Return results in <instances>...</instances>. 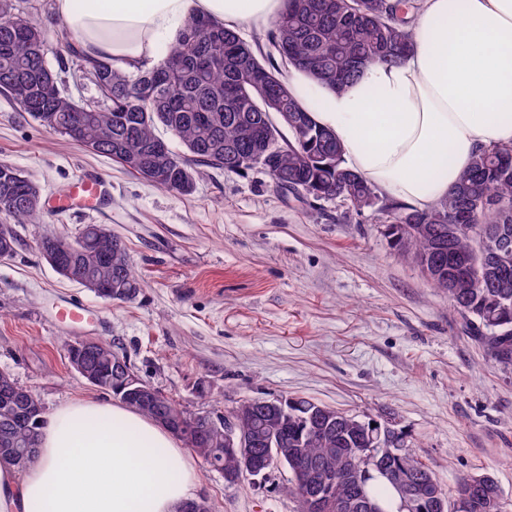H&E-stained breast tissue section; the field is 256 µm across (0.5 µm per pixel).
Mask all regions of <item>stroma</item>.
Listing matches in <instances>:
<instances>
[{
	"label": "stroma",
	"instance_id": "obj_1",
	"mask_svg": "<svg viewBox=\"0 0 512 512\" xmlns=\"http://www.w3.org/2000/svg\"><path fill=\"white\" fill-rule=\"evenodd\" d=\"M54 38L60 87L99 94L57 33L54 0H28ZM0 162L30 175L44 217L17 224L0 260V371L46 412L108 394L81 377L63 346L88 338L127 357L142 379L189 413L223 414L248 397H305L406 434L442 488L491 474L512 512V372L468 338L448 298L394 253L381 216L276 189L262 169H200L181 195L44 129L0 95ZM105 173L112 196L92 209L57 204L79 176ZM108 227L143 281L136 299L108 300L63 279L38 251L48 235ZM78 306L80 322L61 318ZM194 496L211 512H297L287 467L230 484L196 459Z\"/></svg>",
	"mask_w": 512,
	"mask_h": 512
}]
</instances>
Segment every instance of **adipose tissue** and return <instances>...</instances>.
Returning <instances> with one entry per match:
<instances>
[{
    "mask_svg": "<svg viewBox=\"0 0 512 512\" xmlns=\"http://www.w3.org/2000/svg\"><path fill=\"white\" fill-rule=\"evenodd\" d=\"M283 0H55L81 50L155 64L185 20L264 24ZM414 48L344 90L292 72V93L383 195L424 210L479 149L512 144V0H423ZM198 473L164 426L114 402L74 399L40 431L24 475L0 461V512H176Z\"/></svg>",
    "mask_w": 512,
    "mask_h": 512,
    "instance_id": "1",
    "label": "adipose tissue"
}]
</instances>
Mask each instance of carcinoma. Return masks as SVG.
<instances>
[{"label":"carcinoma","instance_id":"carcinoma-1","mask_svg":"<svg viewBox=\"0 0 512 512\" xmlns=\"http://www.w3.org/2000/svg\"><path fill=\"white\" fill-rule=\"evenodd\" d=\"M24 0H0V95L9 97L41 127L107 156L128 172L180 194L194 190L196 168L205 166L242 172L250 165L240 157L258 159L276 188L305 199H336L356 212L377 209L383 232L396 254L418 267L436 259L459 261L464 282L448 287V279L428 281L448 295L462 318L463 329L487 351L497 367L512 370V145L478 151L448 194L426 210H413L383 197L379 190L346 166L340 141L313 120L290 91L285 71L294 69L330 90H342L368 65L400 63L412 50L410 25L417 0H284L272 21L267 40L288 52V62L260 57L239 32L220 22L189 18L161 62L117 65L106 58L82 55L89 75L107 106L79 105L63 95L58 72L42 45L50 31L34 21ZM299 117L285 123L281 113ZM174 134L186 149L179 156L155 152L162 140L158 128ZM38 186L21 170L0 163V226L36 224L42 208L30 202ZM77 245L73 281L85 287L122 288L135 298L142 284L127 246L115 234L82 230L74 241L55 238V249ZM100 389L128 408L153 420L155 412L120 394L123 380L104 369ZM23 421L12 422L0 405V461L24 468L32 460L44 422V407L29 390ZM166 417L185 423L193 451L228 482L242 479L238 462L220 454L221 444L206 418L192 419L169 397ZM241 433L258 452L270 436L288 449L291 472L288 494L303 502L305 485L298 468L312 469L311 482L321 485L334 504L346 507L355 481L368 466L360 455L373 420L307 398H285L277 410L248 398L236 405ZM389 435L395 454L385 470L371 477L369 497L387 507L391 495L407 501L413 512H502L500 491L488 474L464 478L455 497L435 480L429 466L408 450L406 435L391 424H376ZM472 485L468 498L461 490ZM460 508H454L456 503Z\"/></svg>","mask_w":512,"mask_h":512}]
</instances>
